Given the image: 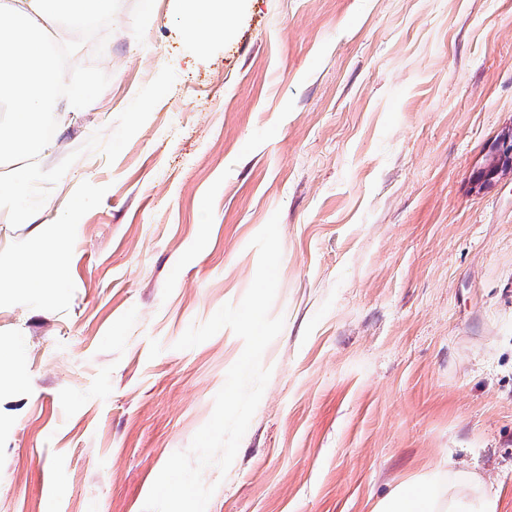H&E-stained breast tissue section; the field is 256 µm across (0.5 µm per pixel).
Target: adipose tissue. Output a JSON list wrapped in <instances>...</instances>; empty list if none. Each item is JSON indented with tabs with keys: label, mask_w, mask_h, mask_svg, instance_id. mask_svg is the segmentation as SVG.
I'll use <instances>...</instances> for the list:
<instances>
[{
	"label": "adipose tissue",
	"mask_w": 512,
	"mask_h": 512,
	"mask_svg": "<svg viewBox=\"0 0 512 512\" xmlns=\"http://www.w3.org/2000/svg\"><path fill=\"white\" fill-rule=\"evenodd\" d=\"M112 10V0H0V99L12 108L0 127V154L48 151L41 118L52 111L57 72L48 57L45 31L59 23L81 27ZM223 0H192L181 22L207 40L224 36ZM373 512H501L483 477L467 468L435 466L398 485Z\"/></svg>",
	"instance_id": "1"
}]
</instances>
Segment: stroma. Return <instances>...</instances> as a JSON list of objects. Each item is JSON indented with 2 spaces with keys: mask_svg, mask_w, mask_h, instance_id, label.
<instances>
[{
  "mask_svg": "<svg viewBox=\"0 0 512 512\" xmlns=\"http://www.w3.org/2000/svg\"><path fill=\"white\" fill-rule=\"evenodd\" d=\"M187 0L61 25L77 104L28 199L0 210V512H142L244 343L190 325L238 304L278 216L285 324L206 512H373L428 465L512 512V0H234L199 44ZM60 250L48 301L9 280Z\"/></svg>",
  "mask_w": 512,
  "mask_h": 512,
  "instance_id": "35a3bbf8",
  "label": "stroma"
}]
</instances>
